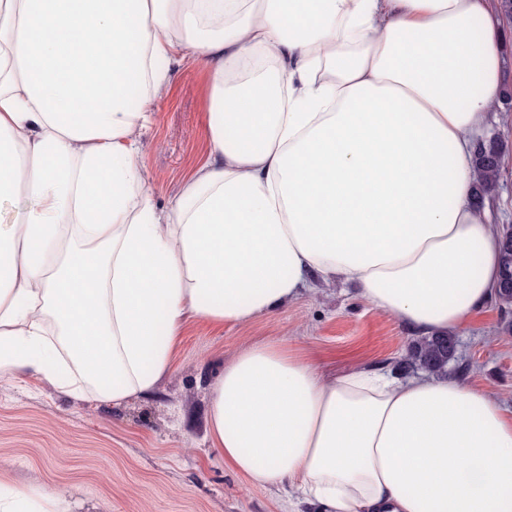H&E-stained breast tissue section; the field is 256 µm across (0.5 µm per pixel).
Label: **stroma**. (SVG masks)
<instances>
[{
  "label": "stroma",
  "mask_w": 512,
  "mask_h": 512,
  "mask_svg": "<svg viewBox=\"0 0 512 512\" xmlns=\"http://www.w3.org/2000/svg\"><path fill=\"white\" fill-rule=\"evenodd\" d=\"M207 104L204 67L189 63L150 107L140 164L158 206L208 155ZM499 110L509 142L493 197L501 225L512 224V99L502 98ZM511 319L492 300L477 310L456 334L448 376L494 392L512 411ZM415 339L354 287L331 281L243 324L190 320L155 390L120 406L28 374L0 377V475L16 488L53 493L68 512H287L284 490L254 485L211 446V389L224 365L246 345L285 340L330 372L386 365L412 378L422 368L400 364ZM292 507L316 512L302 502Z\"/></svg>",
  "instance_id": "stroma-1"
}]
</instances>
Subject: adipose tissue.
<instances>
[{"label": "adipose tissue", "mask_w": 512, "mask_h": 512, "mask_svg": "<svg viewBox=\"0 0 512 512\" xmlns=\"http://www.w3.org/2000/svg\"><path fill=\"white\" fill-rule=\"evenodd\" d=\"M501 27L494 0H0V377L119 406L188 319L239 324L317 279L458 332L499 275L472 158ZM191 61L210 155L161 209L140 134ZM209 424L234 471L319 512H512V416L442 375L249 345Z\"/></svg>", "instance_id": "1"}]
</instances>
